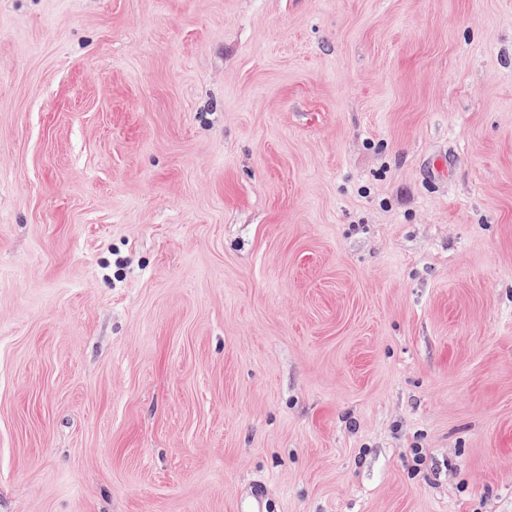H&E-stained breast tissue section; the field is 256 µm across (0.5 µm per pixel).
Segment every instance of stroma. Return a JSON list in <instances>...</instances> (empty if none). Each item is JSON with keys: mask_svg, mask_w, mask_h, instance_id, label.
I'll use <instances>...</instances> for the list:
<instances>
[{"mask_svg": "<svg viewBox=\"0 0 512 512\" xmlns=\"http://www.w3.org/2000/svg\"><path fill=\"white\" fill-rule=\"evenodd\" d=\"M512 512V0H0V512Z\"/></svg>", "mask_w": 512, "mask_h": 512, "instance_id": "1", "label": "stroma"}]
</instances>
